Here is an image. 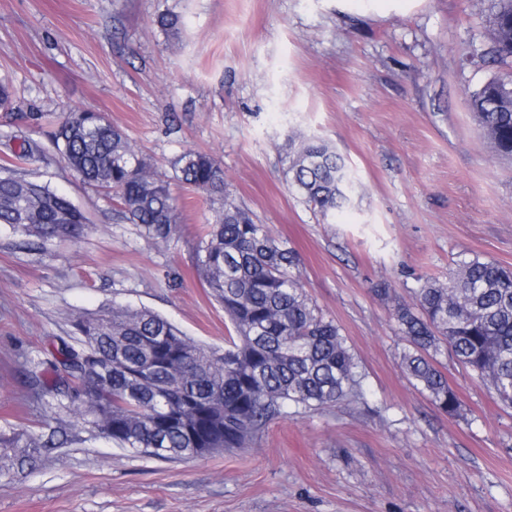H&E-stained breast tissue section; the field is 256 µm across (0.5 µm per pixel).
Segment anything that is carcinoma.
<instances>
[{"mask_svg": "<svg viewBox=\"0 0 512 512\" xmlns=\"http://www.w3.org/2000/svg\"><path fill=\"white\" fill-rule=\"evenodd\" d=\"M486 23L489 60L504 63L512 58V0H491ZM469 108L492 151L512 158V76L486 80ZM53 140L77 177L116 197L124 220L151 239L169 238L180 212L168 182L103 113L63 114ZM288 146L291 186L325 217L342 211L352 181L341 154L294 133ZM173 168L191 186L224 190V171L208 154L187 151ZM2 225L32 247L79 236L87 218L48 186L0 167ZM196 268L236 332L224 351L145 308L78 313L72 335L57 338L49 358L28 370L33 396L52 398L120 448L189 459L248 447L290 405L318 410L358 395V362L341 328L301 288L296 254L227 193L206 225ZM395 318L410 344L403 369L439 411L457 417L461 408L437 361L444 350L512 408V269L464 258L448 282L427 279L413 303L397 304ZM57 447L27 427L1 431L0 474L22 472Z\"/></svg>", "mask_w": 512, "mask_h": 512, "instance_id": "1", "label": "carcinoma"}]
</instances>
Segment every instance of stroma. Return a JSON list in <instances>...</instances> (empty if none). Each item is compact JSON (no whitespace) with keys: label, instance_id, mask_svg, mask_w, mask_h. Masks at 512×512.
Returning a JSON list of instances; mask_svg holds the SVG:
<instances>
[{"label":"stroma","instance_id":"obj_1","mask_svg":"<svg viewBox=\"0 0 512 512\" xmlns=\"http://www.w3.org/2000/svg\"><path fill=\"white\" fill-rule=\"evenodd\" d=\"M490 0H0V165L66 195L76 239L38 249L0 226V430L76 437L33 468L0 475V512H512V410L449 352L461 400L439 412L401 368L393 315L424 280L472 255L512 266V162L468 99L512 64L487 65ZM178 15L179 34L157 18ZM104 113L171 182L167 240L120 220L75 177L51 134L61 113ZM325 140L355 188L323 218L288 183L289 132ZM40 154L18 159L20 139ZM215 157L225 192L177 181L172 161ZM299 257L302 288L360 365L361 394L289 406L249 448L167 461L118 448L25 373L78 311L149 309L223 348L234 328L195 268L224 195ZM392 288L381 296L380 283Z\"/></svg>","mask_w":512,"mask_h":512}]
</instances>
